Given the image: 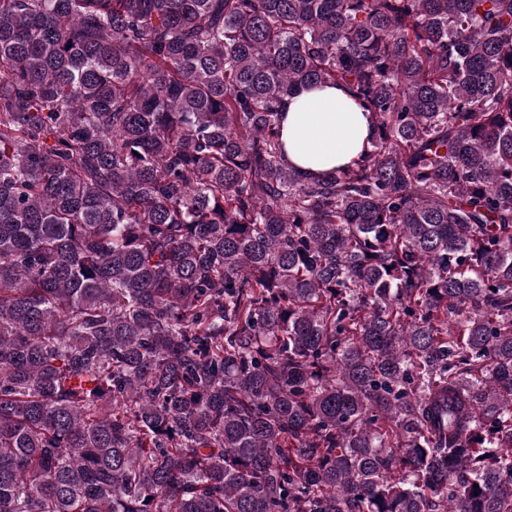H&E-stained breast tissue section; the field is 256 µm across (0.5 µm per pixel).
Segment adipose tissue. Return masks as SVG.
I'll use <instances>...</instances> for the list:
<instances>
[{"instance_id":"1","label":"adipose tissue","mask_w":512,"mask_h":512,"mask_svg":"<svg viewBox=\"0 0 512 512\" xmlns=\"http://www.w3.org/2000/svg\"><path fill=\"white\" fill-rule=\"evenodd\" d=\"M282 127L286 161L312 180L352 164L368 147L372 133L368 115L334 85L306 89L290 98Z\"/></svg>"}]
</instances>
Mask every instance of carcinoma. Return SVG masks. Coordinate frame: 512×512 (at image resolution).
Here are the masks:
<instances>
[{"label": "carcinoma", "instance_id": "obj_1", "mask_svg": "<svg viewBox=\"0 0 512 512\" xmlns=\"http://www.w3.org/2000/svg\"><path fill=\"white\" fill-rule=\"evenodd\" d=\"M0 512H512V0H0ZM284 156L307 179L352 164L369 147L367 114L342 87L305 89L288 100L283 114Z\"/></svg>", "mask_w": 512, "mask_h": 512}]
</instances>
